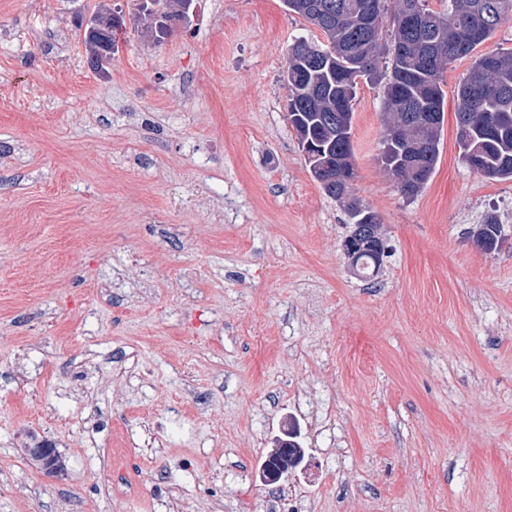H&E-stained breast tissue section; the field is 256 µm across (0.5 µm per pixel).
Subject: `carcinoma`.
Returning a JSON list of instances; mask_svg holds the SVG:
<instances>
[{"mask_svg": "<svg viewBox=\"0 0 512 512\" xmlns=\"http://www.w3.org/2000/svg\"><path fill=\"white\" fill-rule=\"evenodd\" d=\"M289 12L320 32L288 48L283 81L288 89V122L310 141V166L321 158H353L352 121L362 62L367 78L383 79L386 131L381 162L396 178L408 177L403 160H416L413 180L425 185L440 154L444 125L443 74L458 59L470 57L469 73L456 90V139L462 161L489 178L512 179V49L480 50L512 20V0H283ZM418 10L422 26L410 27L405 15ZM102 28L99 50L90 54L97 70L112 60V35ZM342 204L349 223H376L374 211L350 199L351 186L321 185ZM367 278L378 275L376 245L351 257Z\"/></svg>", "mask_w": 512, "mask_h": 512, "instance_id": "carcinoma-1", "label": "carcinoma"}]
</instances>
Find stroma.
Returning <instances> with one entry per match:
<instances>
[{"label": "stroma", "instance_id": "1", "mask_svg": "<svg viewBox=\"0 0 512 512\" xmlns=\"http://www.w3.org/2000/svg\"><path fill=\"white\" fill-rule=\"evenodd\" d=\"M99 2L0 0V512H268L303 481L301 512H512V180L461 159L470 58L411 198L358 85L354 194L392 248L364 280L287 119L305 21L193 0L153 45L112 0L103 77L78 28ZM292 421L302 467L265 485Z\"/></svg>", "mask_w": 512, "mask_h": 512}]
</instances>
